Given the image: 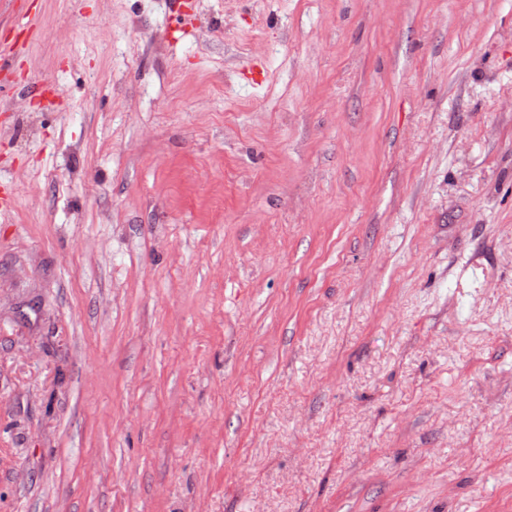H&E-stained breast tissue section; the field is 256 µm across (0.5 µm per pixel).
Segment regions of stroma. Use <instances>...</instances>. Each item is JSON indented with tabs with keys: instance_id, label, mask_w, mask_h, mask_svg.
<instances>
[{
	"instance_id": "obj_1",
	"label": "stroma",
	"mask_w": 512,
	"mask_h": 512,
	"mask_svg": "<svg viewBox=\"0 0 512 512\" xmlns=\"http://www.w3.org/2000/svg\"><path fill=\"white\" fill-rule=\"evenodd\" d=\"M190 2L0 0V512H512V0Z\"/></svg>"
}]
</instances>
